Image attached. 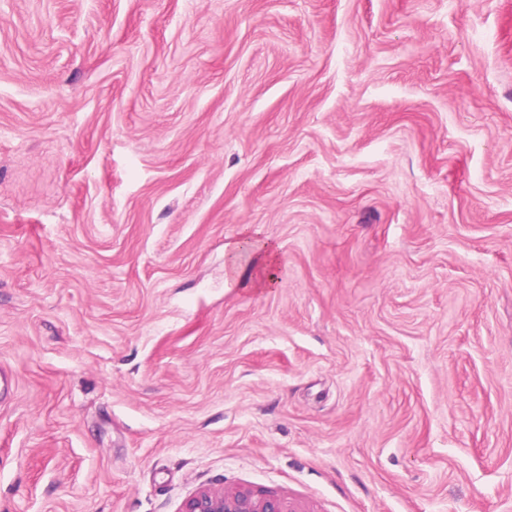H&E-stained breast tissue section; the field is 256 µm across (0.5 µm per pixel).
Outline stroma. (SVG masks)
Returning <instances> with one entry per match:
<instances>
[{"label":"stroma","instance_id":"stroma-1","mask_svg":"<svg viewBox=\"0 0 512 512\" xmlns=\"http://www.w3.org/2000/svg\"><path fill=\"white\" fill-rule=\"evenodd\" d=\"M1 366L0 512H512V0H0ZM228 257V273L231 276L239 274L241 267V259L245 257L248 263L256 265L262 263L266 269L265 276L261 282L274 283L276 281L275 274L269 272L272 264L273 251L267 242L260 241L255 238H245L233 244L224 247ZM180 512H295L288 501L255 494L248 490L234 492L203 490L190 497Z\"/></svg>","mask_w":512,"mask_h":512}]
</instances>
